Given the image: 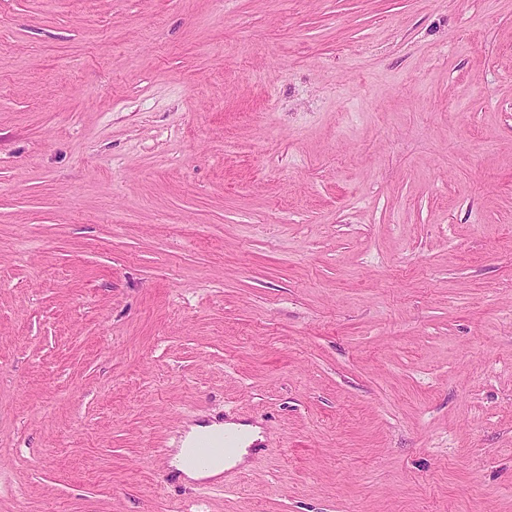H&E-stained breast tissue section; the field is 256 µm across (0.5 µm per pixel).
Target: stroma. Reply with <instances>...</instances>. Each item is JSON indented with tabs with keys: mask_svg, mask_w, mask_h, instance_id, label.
<instances>
[{
	"mask_svg": "<svg viewBox=\"0 0 512 512\" xmlns=\"http://www.w3.org/2000/svg\"><path fill=\"white\" fill-rule=\"evenodd\" d=\"M0 512H512V0H0ZM242 442V437L236 432H225L219 439L200 437L192 446L188 463L194 468L206 469L217 458L231 455L236 448H240Z\"/></svg>",
	"mask_w": 512,
	"mask_h": 512,
	"instance_id": "stroma-1",
	"label": "stroma"
}]
</instances>
